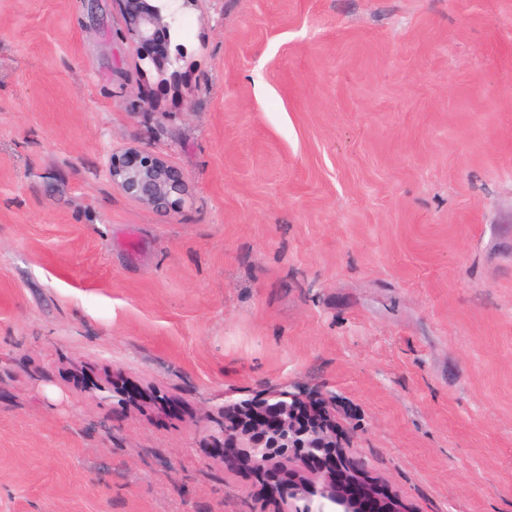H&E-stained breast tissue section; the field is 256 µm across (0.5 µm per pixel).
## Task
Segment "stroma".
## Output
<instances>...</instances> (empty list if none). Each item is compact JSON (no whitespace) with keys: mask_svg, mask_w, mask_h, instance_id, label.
Wrapping results in <instances>:
<instances>
[{"mask_svg":"<svg viewBox=\"0 0 512 512\" xmlns=\"http://www.w3.org/2000/svg\"><path fill=\"white\" fill-rule=\"evenodd\" d=\"M171 42L0 0V512H284L220 433L271 385L407 512H512V0H195ZM109 176L128 197L160 211L183 207L188 198L185 185L162 160L133 149L112 154Z\"/></svg>","mask_w":512,"mask_h":512,"instance_id":"obj_1","label":"stroma"}]
</instances>
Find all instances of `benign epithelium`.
<instances>
[{
	"label": "benign epithelium",
	"instance_id": "1",
	"mask_svg": "<svg viewBox=\"0 0 512 512\" xmlns=\"http://www.w3.org/2000/svg\"><path fill=\"white\" fill-rule=\"evenodd\" d=\"M128 23L129 38L134 47L160 44L168 48L170 29L176 15L190 0H117ZM109 176L128 197L160 211L183 207L188 198L185 185L162 160L133 149L114 154L108 166ZM262 408L274 411L280 423L263 432L253 428L251 417L257 412L253 403H245L237 415L224 423V441L245 442L243 457L256 469L275 472L296 461L317 459L333 441L326 426L311 424L299 428L292 414L302 404L300 393L274 388L259 401ZM345 469L352 483L363 479V460L346 462L336 459V469H312L302 476L292 496L301 504L295 512H401L392 498L366 501L346 495L338 484L336 471Z\"/></svg>",
	"mask_w": 512,
	"mask_h": 512
}]
</instances>
